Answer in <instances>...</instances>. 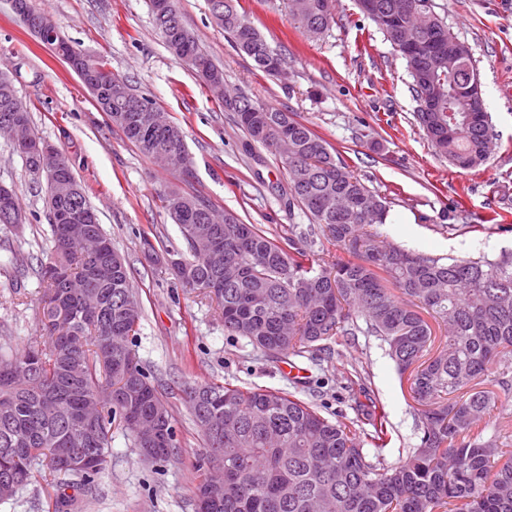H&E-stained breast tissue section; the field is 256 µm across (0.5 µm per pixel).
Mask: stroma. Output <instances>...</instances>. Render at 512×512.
I'll list each match as a JSON object with an SVG mask.
<instances>
[{
	"mask_svg": "<svg viewBox=\"0 0 512 512\" xmlns=\"http://www.w3.org/2000/svg\"><path fill=\"white\" fill-rule=\"evenodd\" d=\"M66 40L127 79L181 125L193 159L185 178L145 157L94 104L78 76L41 44L0 0V72L27 103L35 133L71 161L105 232L127 259L144 309L135 352L154 377L174 418L176 450L167 462L141 458L131 437L112 433V454L83 512H195L194 491L205 438L184 400L188 382L228 383L296 393L328 418L339 405L345 371L368 376L390 431L388 461L417 441L407 380L377 343L358 335L341 358L301 359L308 377L288 379L245 339L224 333L216 303L184 286L170 269L148 263L143 240L182 245L164 196L172 189L201 196L277 235L307 224L288 203L289 178L274 156L247 146L217 95L174 58L156 30L150 0H37ZM451 32L477 62L494 139L488 159L461 171L437 155L417 121L405 62L356 0H336L333 22L319 39L292 23L284 0H238L237 8L284 60L271 77L238 52L218 27L207 0H175L184 25L224 70L228 92L292 113L325 139L386 203V244L434 256L496 257L512 250V0H434ZM0 183L12 186L27 217L20 229L0 225V352L42 341L37 258L50 235L46 184L36 180L0 136Z\"/></svg>",
	"mask_w": 512,
	"mask_h": 512,
	"instance_id": "35a3bbf8",
	"label": "stroma"
}]
</instances>
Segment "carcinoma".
<instances>
[{"label":"carcinoma","mask_w":512,"mask_h":512,"mask_svg":"<svg viewBox=\"0 0 512 512\" xmlns=\"http://www.w3.org/2000/svg\"><path fill=\"white\" fill-rule=\"evenodd\" d=\"M327 0H286V7L323 34L333 20ZM406 23H419L416 53L405 58L414 100L435 98L436 112H417L436 153L460 170L487 158L493 128L485 112L471 113L469 79L477 72L472 53L456 55V36L434 9L410 0ZM212 18L241 53L258 61L281 59L241 15L234 0H208ZM167 48L178 59L199 60L210 76L224 71L200 48L181 19L153 14ZM445 38L438 59L430 42ZM119 77H98L95 96L107 115L124 112L114 92ZM29 107L9 76L0 74V121ZM248 145L271 152L290 178V200L300 204L313 227H288V247L236 214H222L208 201L172 191L190 214L178 225L185 249L158 251L144 243V255L170 267L183 283L210 291L220 306L224 332L243 338L268 359L312 358L348 336L375 338L400 375H408L418 417V441L405 458L383 455L387 427L368 377L357 373L341 386L343 402L356 421H332L292 393L210 383H187L197 397L194 418L206 438L203 464L209 475L195 488L196 512H512V448L481 423L495 406V394L475 382L512 354V252L496 258L431 256L385 246L380 227L387 209L329 144L307 124L246 94L227 104ZM142 112L119 125L146 157L169 153V170L192 175L185 140L173 143L156 129L143 139ZM46 183V204L79 211L89 203L83 185L59 195ZM53 246L39 260L46 283L42 324L47 343L0 356V500L40 481L58 488L55 512H75L80 495L104 469L112 450V424L127 430L138 449L147 447L151 417L167 423V442L158 462L176 448L173 416L149 373L136 359L134 339L143 318L125 259L101 224L86 233L107 244L111 262L90 254L72 224L49 221ZM341 247L350 259L325 253L311 258L317 235ZM438 316L445 343L432 349V331L421 311ZM503 363V362H501ZM503 363L501 389L512 393ZM370 429L355 428V422ZM376 453L368 455L365 445ZM46 462L47 470L37 468ZM72 493H67V490Z\"/></svg>","instance_id":"1"}]
</instances>
